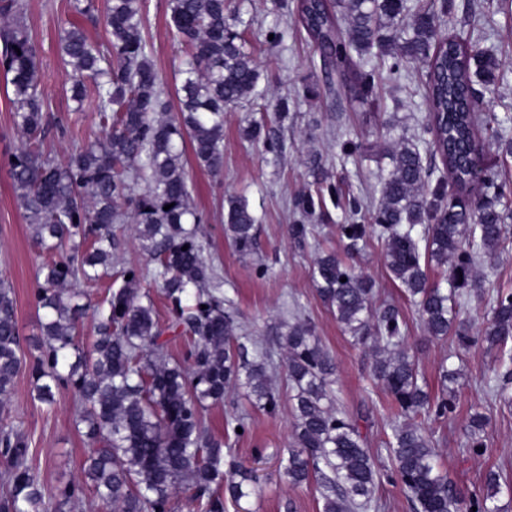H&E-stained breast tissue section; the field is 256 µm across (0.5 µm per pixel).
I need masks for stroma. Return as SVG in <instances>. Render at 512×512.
<instances>
[{
    "instance_id": "1",
    "label": "stroma",
    "mask_w": 512,
    "mask_h": 512,
    "mask_svg": "<svg viewBox=\"0 0 512 512\" xmlns=\"http://www.w3.org/2000/svg\"><path fill=\"white\" fill-rule=\"evenodd\" d=\"M70 2L27 0V24L39 46L38 68L48 110L71 131L68 137L53 134L45 140L60 158L74 143L87 140L97 130L94 102L89 100L83 107H76L68 93L71 71L63 67L57 53L60 22L73 16ZM230 2L255 19L254 30L246 32L245 38L263 75L269 78V98L286 95L297 107L283 131L288 149L280 166H273L261 148L242 140L243 120L252 111L246 103L224 114L223 170L214 175L187 164L193 202L207 218L201 226L206 242L204 256L221 276L224 296L237 315L241 343L250 347L267 341L270 327L290 319L296 311L312 323L336 362V405L355 420L378 470L377 503L362 512H413L387 451L394 410L389 395L372 376V351L351 343L348 333L316 294L310 278L317 250L341 256L346 253V242L336 230L343 211L333 207L327 216L310 218L312 235L303 246L289 239L287 226L294 220L292 199L312 187L306 167V158L312 153L322 155L344 197L356 198L363 223H371L379 201L378 176L389 162L362 154L343 155L344 139L391 145L399 137H410L425 165L439 172L441 162L433 154L432 135L427 129L429 109L421 85L424 66L419 62L407 64L399 76L382 81L375 93L361 97L342 87L338 69L323 67L319 52L305 33L289 28L283 42L275 47L258 36V29L273 21L268 13L270 0ZM451 2L456 20L451 23L440 18L439 33L444 37L469 36L474 28L482 29L478 45L496 51L505 79L485 92L481 111L506 118L505 129L512 137V18L499 12L500 0H481L482 14L472 26L466 17L465 0ZM147 33L157 71L166 84H173L184 49L171 35L168 0H148ZM311 83L319 88L318 97L312 100L305 96V87ZM22 145L14 129L8 96L0 87V274L8 276L14 285L18 323L29 341L39 332L34 301L36 271L48 256L34 247L3 166ZM239 193L248 196L262 218L257 226L255 252L247 257L241 256L224 235V199ZM506 237L498 259L484 262L478 271L488 298L497 289L512 287V220L506 224ZM360 269L374 283L375 305L393 303L401 307L408 323L405 347L430 389L438 387L441 364L460 372L455 411L447 421L427 425L437 450L436 463L447 474L453 492L462 500L482 492L486 472L498 471L502 479L495 503L505 512H512V408L492 400L489 394L500 371L498 352L481 346L460 349L452 336L428 338L415 307L388 275L384 244L378 237L368 238ZM276 385L281 398L276 414L251 407L241 388L203 414L208 430L231 448L236 463L255 469L258 476L257 482L244 483L245 498L239 504L228 505L227 512H323L316 481L294 486L283 474L282 450L291 441L293 414L284 379H277ZM476 412L487 417L489 436V451L478 459L464 451L467 426ZM239 414L246 416L249 430L238 438L227 432L226 421ZM0 420L18 425L28 438L32 466L47 494H54L57 487L78 477L87 445L73 426L70 395H61L53 408H46L32 399L30 378L20 373L10 399L0 409Z\"/></svg>"
}]
</instances>
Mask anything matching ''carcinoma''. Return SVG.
<instances>
[{
	"instance_id": "carcinoma-1",
	"label": "carcinoma",
	"mask_w": 512,
	"mask_h": 512,
	"mask_svg": "<svg viewBox=\"0 0 512 512\" xmlns=\"http://www.w3.org/2000/svg\"><path fill=\"white\" fill-rule=\"evenodd\" d=\"M169 8L174 36L185 47L174 117L167 116L169 94L145 36L147 0H106L105 45L81 26L62 22L58 55L73 76L71 97L79 103L93 99L98 131L59 160L43 145L52 117L26 0H0V73L11 88L14 127L25 138L7 162V174L31 239L59 256L36 273L35 304L44 314L41 339L27 357L21 354L15 291L0 276V404L26 368L35 400L50 406L56 392L72 394L75 428L90 445L81 478L59 487L52 502L29 465L28 439L14 425L1 426L0 512H61L88 487L105 512H174L182 490L194 512H226V500L237 503L247 493L242 483L224 477V440L208 431L203 412L223 402L238 382L256 408L277 412L280 394L270 374L279 349L286 352L294 401L288 479L301 485L317 478L323 512H356L371 502L378 471L356 423L333 407L334 359L305 320L278 325L270 343L245 352L221 278L204 257L198 225L205 218L191 205L183 160L188 146L199 169L221 172L224 112L243 102L258 105L260 113L246 121L243 140L280 156L279 130L288 121L290 100L285 95L271 105L260 103L263 75L243 36L253 20L230 10L226 0H169ZM440 14H448V4L435 0L412 6L405 0H296L292 18L323 61L338 65L344 81L366 93L383 80L380 61L386 56L394 59L391 76L411 61L426 64L428 129L446 176L429 186L420 151L409 139L390 154L374 213L385 238L386 267L428 335L452 331L463 348L481 344L501 351L512 340V289L500 288L489 300L485 333L473 336L454 320L462 301L481 297L477 270L500 250L512 214V185L493 175L484 179L481 203L462 200L472 184L479 125H488L475 112L474 94L504 75L495 53L467 38H439ZM310 168L314 190L294 197L300 219L288 225L289 238L300 245L310 234L307 218L330 204L340 206V189L320 162L311 161ZM348 208L347 222L337 230L353 259L376 226L357 222L356 203ZM128 222L151 265L115 272L112 255ZM258 222L246 196L226 197L224 233L240 255L252 254ZM417 225L423 226L420 237L413 235ZM432 262L448 272L450 291L429 282ZM101 279L119 285H110L97 304V336L85 347L79 340L83 309L71 284ZM149 279L159 282L169 313L165 326L143 290ZM312 279L353 341L375 349L373 375L405 419L393 424L389 450L415 512H456L457 497L434 464L429 437L413 422L418 416L448 419L456 406L448 371L440 374L441 392L431 395L404 350L408 327L402 314L373 307V283L355 264L334 251L319 252ZM167 333L185 338L182 357L169 354L162 340ZM484 427V416L471 417L466 448L474 458L488 452ZM500 479L489 471L486 492L468 498L467 512H497L488 502L499 493Z\"/></svg>"
}]
</instances>
